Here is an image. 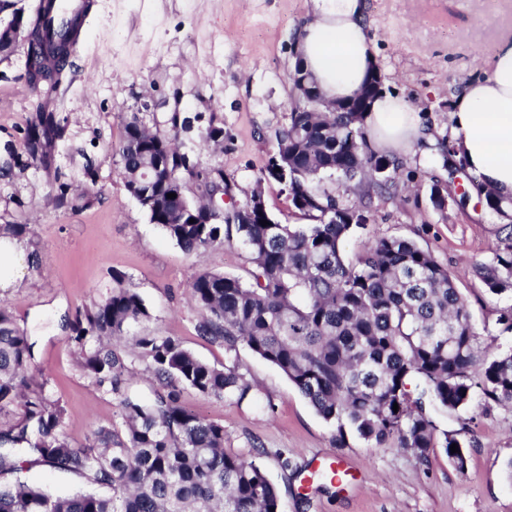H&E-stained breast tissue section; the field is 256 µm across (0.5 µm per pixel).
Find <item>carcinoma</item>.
Instances as JSON below:
<instances>
[{"label": "carcinoma", "mask_w": 512, "mask_h": 512, "mask_svg": "<svg viewBox=\"0 0 512 512\" xmlns=\"http://www.w3.org/2000/svg\"><path fill=\"white\" fill-rule=\"evenodd\" d=\"M50 5L39 3L30 31L31 67L41 72L45 53L59 51L40 94L67 76L74 39L48 20ZM291 112L275 131L276 157L288 171V200L306 224H269L245 201L226 212L223 223L209 220L206 207L185 208L187 183L211 193L224 186V170L201 168L188 154L171 158L169 182L150 194L164 200L146 209L149 220L185 253L228 241L231 235L250 254L254 269L244 282L201 267L192 297L204 312L198 333L224 344V367L217 368L162 336H135L131 349L148 363L157 382L154 398L132 394L130 374L110 339L149 317L140 295L123 272L112 271V293L75 314L70 322L78 363L85 375L121 408L122 424L93 427L82 446L63 431L65 408L31 374L33 343L0 308V414L13 406L17 418L0 424V476L34 466L69 472L106 488L108 495L78 492L54 496L21 478L0 483V512H280L276 486L253 459L224 450V425L183 407L178 391L190 387L215 398H248L252 386L239 372V346L277 367L318 416L336 427V441L348 436L370 448H409L421 458L442 448L457 470L467 465L462 442L439 432L435 415L468 411L474 400L484 409L512 407V348L493 352L482 346L468 302L448 268L412 239L401 236L367 241L355 260L342 252L344 239L372 219L373 199L394 186L382 178L399 162L370 147L364 111ZM144 123L131 116L118 154L122 177L139 161L164 155L160 133L137 134ZM54 113L38 104L28 128V147L37 154L57 135ZM430 162L448 173L431 187L433 206L441 188L459 175L504 221L492 259L475 269L494 294L512 293V197L485 191L443 136L431 147ZM337 179L355 190V202L341 204L319 188ZM176 198H168V194ZM195 223H189V220ZM398 411H393V405ZM458 445V452L450 446Z\"/></svg>", "instance_id": "1"}]
</instances>
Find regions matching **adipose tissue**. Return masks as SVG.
<instances>
[{"label":"adipose tissue","instance_id":"obj_1","mask_svg":"<svg viewBox=\"0 0 512 512\" xmlns=\"http://www.w3.org/2000/svg\"><path fill=\"white\" fill-rule=\"evenodd\" d=\"M368 0H310L309 19L297 32L295 52L327 98L355 97L378 66L368 35ZM453 145L485 188L512 197V40L499 44L489 70L458 93L449 112ZM373 148L405 153L431 140L420 108L381 91L365 115Z\"/></svg>","mask_w":512,"mask_h":512}]
</instances>
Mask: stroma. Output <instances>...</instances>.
I'll use <instances>...</instances> for the list:
<instances>
[{
  "mask_svg": "<svg viewBox=\"0 0 512 512\" xmlns=\"http://www.w3.org/2000/svg\"><path fill=\"white\" fill-rule=\"evenodd\" d=\"M369 3L384 88L420 107L434 135L447 134L451 93L490 61L502 38L512 37V0ZM306 12L307 0H97L66 79L43 99L27 80L26 42L0 60V225L32 229L19 240L24 278L0 288V307L33 342L35 381L64 406L74 444H84L91 426L121 421L118 401L80 369L67 325L111 294L113 271L129 277L150 314L129 335L173 337L220 367L223 345L197 333L203 313L191 297L193 276L203 265L247 281L253 269L237 240L195 257L150 223L119 175L126 120L139 116L200 167L222 168L225 203L244 202L258 188L276 220L301 223L281 185L259 175L275 130L288 121L295 35ZM39 100L61 131L34 155L27 132ZM212 125L223 128L222 143L205 144ZM429 156L421 146L403 158L395 190L375 198L371 223L344 240L343 254L355 259L371 238L415 240L456 275L482 339L512 347V334L495 325L499 310L512 307V294L490 293L475 274L491 259L502 221L475 196L461 202L452 193L444 209H435L430 188L448 175ZM239 361L258 399H216L186 387L180 402L223 424L227 452L248 456L263 448L258 462L280 491L281 512H512L505 473L512 408L487 413L476 402L467 423L438 416L439 427L457 432L466 446L460 471L440 448L423 461L411 450L371 448L353 437L338 446L334 427L277 367L244 347ZM325 460L348 473L328 489L313 479Z\"/></svg>",
  "mask_w": 512,
  "mask_h": 512,
  "instance_id": "stroma-1",
  "label": "stroma"
}]
</instances>
